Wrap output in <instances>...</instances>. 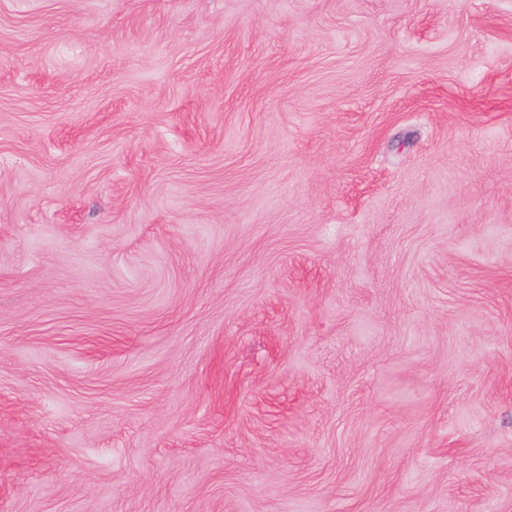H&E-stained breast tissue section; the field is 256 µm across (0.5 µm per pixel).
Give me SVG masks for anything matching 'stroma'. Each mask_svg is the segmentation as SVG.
Masks as SVG:
<instances>
[{"instance_id":"35a3bbf8","label":"stroma","mask_w":512,"mask_h":512,"mask_svg":"<svg viewBox=\"0 0 512 512\" xmlns=\"http://www.w3.org/2000/svg\"><path fill=\"white\" fill-rule=\"evenodd\" d=\"M0 512H512V0H0Z\"/></svg>"}]
</instances>
